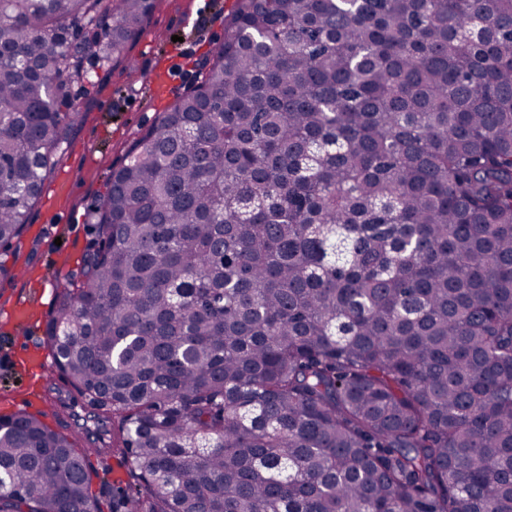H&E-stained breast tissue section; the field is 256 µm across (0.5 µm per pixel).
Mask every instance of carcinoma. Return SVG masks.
Wrapping results in <instances>:
<instances>
[{"label": "carcinoma", "mask_w": 512, "mask_h": 512, "mask_svg": "<svg viewBox=\"0 0 512 512\" xmlns=\"http://www.w3.org/2000/svg\"><path fill=\"white\" fill-rule=\"evenodd\" d=\"M153 0H0V246ZM57 289L0 512H512V0H235ZM92 462L96 469H98V476H93L92 478V491L97 494L100 502V510L101 512H110V508L112 503L110 502L108 495H100L99 488L102 485V481L105 480L107 485L112 487V482L125 480L126 474L124 468L120 465L119 461L115 459H111L109 464L111 466V471L107 475H103L101 465H98L97 460L94 458ZM104 477V478H103Z\"/></svg>", "instance_id": "cac0c4a2"}]
</instances>
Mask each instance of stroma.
Returning a JSON list of instances; mask_svg holds the SVG:
<instances>
[{"label": "stroma", "mask_w": 512, "mask_h": 512, "mask_svg": "<svg viewBox=\"0 0 512 512\" xmlns=\"http://www.w3.org/2000/svg\"><path fill=\"white\" fill-rule=\"evenodd\" d=\"M233 4L153 0L124 58L98 71L89 92L73 86L80 117L7 256L22 275L0 283V415L23 411L51 422L29 362L47 353L44 329L55 291L82 276L96 242L90 215L112 168L196 83L201 64L224 40V16Z\"/></svg>", "instance_id": "stroma-1"}]
</instances>
